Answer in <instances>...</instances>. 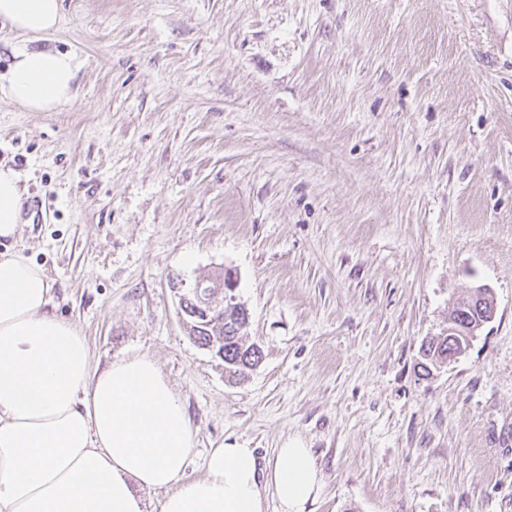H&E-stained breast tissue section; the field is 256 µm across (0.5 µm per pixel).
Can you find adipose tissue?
Here are the masks:
<instances>
[{"label": "adipose tissue", "instance_id": "1", "mask_svg": "<svg viewBox=\"0 0 512 512\" xmlns=\"http://www.w3.org/2000/svg\"><path fill=\"white\" fill-rule=\"evenodd\" d=\"M0 20L41 36L61 0H0ZM77 63L21 50L0 73V96L52 112L72 98ZM20 175L0 164V237L22 222ZM50 279L16 254L0 255V512H145L141 490H162L160 512H304L319 486L309 449L213 448L202 478L185 481L193 440L156 362L135 356L97 369L86 337L53 310Z\"/></svg>", "mask_w": 512, "mask_h": 512}]
</instances>
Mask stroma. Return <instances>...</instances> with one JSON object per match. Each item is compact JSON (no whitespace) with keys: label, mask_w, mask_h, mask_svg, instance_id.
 <instances>
[{"label":"stroma","mask_w":512,"mask_h":512,"mask_svg":"<svg viewBox=\"0 0 512 512\" xmlns=\"http://www.w3.org/2000/svg\"><path fill=\"white\" fill-rule=\"evenodd\" d=\"M76 55L71 101L0 97L25 223L98 368L151 357L195 452L310 449L305 512H512V0H62L16 51ZM232 270L261 365L187 336L173 282ZM467 351L424 371L455 300ZM476 289L473 290L472 294L469 298L464 299V303H470L474 305L477 301L483 303V300L486 298V293L489 291V287L480 285L475 287ZM491 295H489L485 300V307L484 309H487L489 305L493 306V301L491 300ZM465 304L463 303H455L452 311L448 317V320H450L448 326H455L456 324L460 323L463 325V323L469 319V316H467V310L465 309ZM478 303V305H480Z\"/></svg>","instance_id":"35a3bbf8"}]
</instances>
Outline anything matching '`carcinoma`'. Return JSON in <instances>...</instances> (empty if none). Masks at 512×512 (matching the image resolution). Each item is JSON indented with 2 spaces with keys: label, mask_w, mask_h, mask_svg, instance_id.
Masks as SVG:
<instances>
[{
  "label": "carcinoma",
  "mask_w": 512,
  "mask_h": 512,
  "mask_svg": "<svg viewBox=\"0 0 512 512\" xmlns=\"http://www.w3.org/2000/svg\"><path fill=\"white\" fill-rule=\"evenodd\" d=\"M191 339L202 348L212 343L217 345V352L224 353V377L231 382L238 381L255 361L253 344L246 341L233 311L211 317L210 323L194 331ZM464 350L466 337L436 336L425 343L422 354L430 363L441 364L448 360L449 355H457Z\"/></svg>",
  "instance_id": "obj_1"
}]
</instances>
